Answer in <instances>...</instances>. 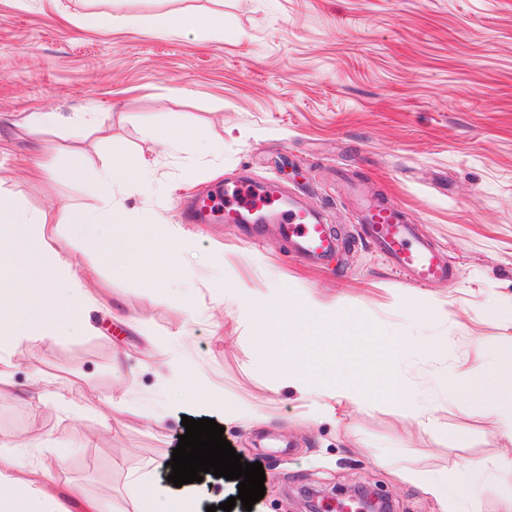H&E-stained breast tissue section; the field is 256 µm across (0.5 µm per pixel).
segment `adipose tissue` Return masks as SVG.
I'll return each instance as SVG.
<instances>
[{
  "instance_id": "ef3b65f1",
  "label": "adipose tissue",
  "mask_w": 512,
  "mask_h": 512,
  "mask_svg": "<svg viewBox=\"0 0 512 512\" xmlns=\"http://www.w3.org/2000/svg\"><path fill=\"white\" fill-rule=\"evenodd\" d=\"M153 28L162 35L208 29L223 32L220 13L186 12L158 16ZM160 151L169 156L197 153L219 158L224 143L202 128L167 125L154 134ZM68 177L78 182L91 203H60L55 212L29 209L0 195V387L9 385L14 363L5 343L25 339L56 343L65 333L91 332L88 313L95 299L86 285L95 281V267L76 266L71 255L52 246L47 230L49 215L71 224L88 239H105L110 245L112 271L131 275L149 288L151 296L166 297L185 275L184 257L192 242L180 225L163 221L141 222L126 198L149 202L166 192L157 176L155 160L141 152L113 151L101 165L74 156ZM238 319L250 328L254 346L264 352L266 368L287 370L288 385L310 403L314 420L341 423L367 410L374 400V382L406 405L410 417L422 428L433 425L432 406L420 404L396 369L415 345L407 336H371L356 323L347 322L339 305L306 296L290 302L284 288L263 293L239 288L229 294ZM308 321L312 334L294 333L297 321ZM158 366L169 368V404L188 413L222 412L225 421L249 427L254 411L225 402L201 373L175 355L161 356ZM490 390L475 402L496 428L512 438V362L499 363L489 375ZM466 466L456 465L434 476L403 472V479L420 487L437 512H457L456 487L467 476ZM134 512H199L194 494L171 492L140 474L129 483ZM0 512H108L105 504L75 483L61 479L58 471L26 463L14 452L0 450Z\"/></svg>"
}]
</instances>
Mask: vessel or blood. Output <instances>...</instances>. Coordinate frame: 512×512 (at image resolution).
Returning <instances> with one entry per match:
<instances>
[{
	"instance_id": "obj_1",
	"label": "vessel or blood",
	"mask_w": 512,
	"mask_h": 512,
	"mask_svg": "<svg viewBox=\"0 0 512 512\" xmlns=\"http://www.w3.org/2000/svg\"><path fill=\"white\" fill-rule=\"evenodd\" d=\"M358 212L365 238L407 281L428 285L451 277L449 263L417 236L401 207L363 195ZM267 214L276 217L298 260L319 259L336 247L323 216L287 202L271 184L228 183L213 195L197 198L193 207L196 220L216 219L228 224H248Z\"/></svg>"
}]
</instances>
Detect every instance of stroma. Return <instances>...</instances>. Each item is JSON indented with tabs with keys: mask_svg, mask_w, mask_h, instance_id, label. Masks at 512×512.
<instances>
[{
	"mask_svg": "<svg viewBox=\"0 0 512 512\" xmlns=\"http://www.w3.org/2000/svg\"><path fill=\"white\" fill-rule=\"evenodd\" d=\"M87 10L104 25L78 27L76 15ZM184 11L223 12V36L162 37L144 24ZM116 16L133 23L114 25ZM37 112L96 113L112 142L73 122L35 132L29 119ZM169 124L206 129L223 139L224 155L215 168L185 155L160 160L158 175L174 191L145 205V217L161 213L178 224L183 197L226 182H271L321 213L340 248L307 265L276 225H190V314L173 299L148 298L136 277L113 276L106 243L54 227L55 246L77 265H97L111 286L98 295L94 334L11 345L0 443L21 444L23 459L50 466L64 444L63 479L129 512L128 473L148 471L166 484L185 432L182 410L166 404L167 373L152 363L159 351H175L226 401L263 420L246 430L220 411L205 413L223 424L243 461L263 466L265 495L248 512H302L306 486L343 502L358 485L387 494L395 512H434L394 470L437 475L464 461L483 469L459 487L461 512H499L512 484L487 464L491 449L512 440L469 402L447 405L431 379L456 365L476 382L512 336V324L484 314L491 298H512V0H0V193L31 209L85 203L77 183L34 177L35 161L52 154L62 168L79 153L98 165L114 144L149 154L152 131ZM352 181L402 207L453 276L415 286L396 273L362 234ZM218 278L259 293L278 281L293 298L308 290L340 300L344 315L376 336L447 338V349L412 350L400 365L435 406L434 427L419 428L387 396L342 425L312 421L305 402L265 370L235 305L215 291ZM427 296L443 302L447 318H408L405 302ZM115 301L131 326L108 314ZM232 328L236 338L226 339ZM74 373L96 390L97 406L70 411L37 400L46 388L81 403V389L67 383ZM117 396L125 406L118 415ZM111 414L116 420L105 426ZM155 415L162 428L152 425Z\"/></svg>",
	"mask_w": 512,
	"mask_h": 512,
	"instance_id": "obj_1",
	"label": "stroma"
}]
</instances>
